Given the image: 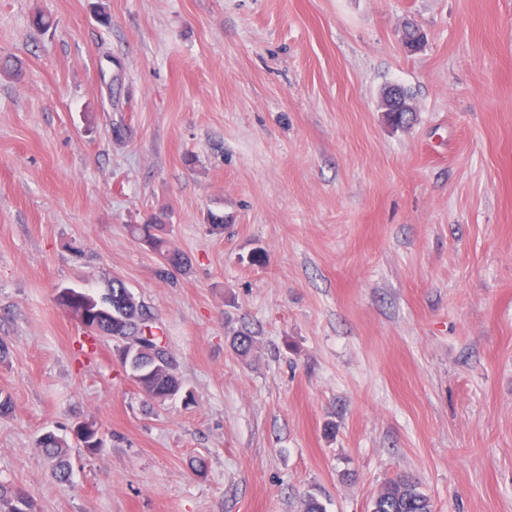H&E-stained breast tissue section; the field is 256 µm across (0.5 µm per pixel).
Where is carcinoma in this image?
Here are the masks:
<instances>
[{
    "label": "carcinoma",
    "instance_id": "carcinoma-1",
    "mask_svg": "<svg viewBox=\"0 0 512 512\" xmlns=\"http://www.w3.org/2000/svg\"><path fill=\"white\" fill-rule=\"evenodd\" d=\"M163 230L162 220L155 215L144 224L130 226L132 237L162 259L160 274L167 275L171 269H186L188 259L170 247L168 240L161 236ZM70 292L69 301L96 312L93 319L97 321V327L84 329L85 338L78 341L80 355L85 358L92 355L93 346L101 339L132 337L140 343L141 355L131 360L121 353L119 359L126 373L136 378L137 387L148 398L160 403L182 391L183 382L174 371L169 352L152 332L153 313L136 298L124 281L112 279L101 294L89 288H72ZM252 347L253 336L249 331L240 330L233 336L232 348L239 357H248ZM38 447L56 460L57 477L68 479L67 443L48 431L40 436ZM23 495L21 489L0 482V512H18V499ZM372 512H435V509L431 498L419 489L418 482L406 474H400L382 485L372 503Z\"/></svg>",
    "mask_w": 512,
    "mask_h": 512
}]
</instances>
